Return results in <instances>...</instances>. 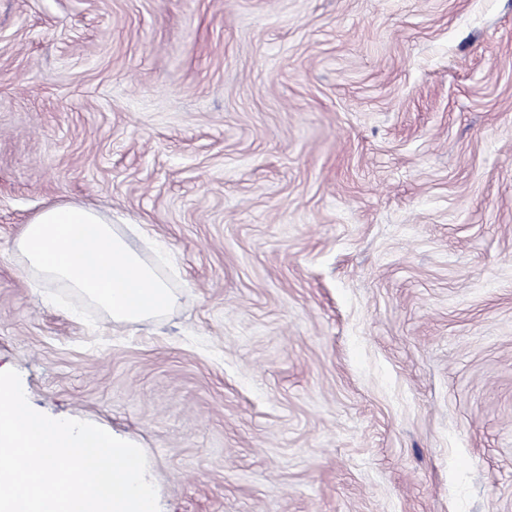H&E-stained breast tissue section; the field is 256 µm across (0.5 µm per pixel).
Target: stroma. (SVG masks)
<instances>
[{"instance_id": "stroma-1", "label": "stroma", "mask_w": 512, "mask_h": 512, "mask_svg": "<svg viewBox=\"0 0 512 512\" xmlns=\"http://www.w3.org/2000/svg\"><path fill=\"white\" fill-rule=\"evenodd\" d=\"M172 306L27 273L46 204ZM159 512H512V0H0V371ZM117 226L82 202L59 201L22 225L16 245L36 274L85 295L113 323L138 324L166 311L173 297Z\"/></svg>"}]
</instances>
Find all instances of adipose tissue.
<instances>
[{
	"mask_svg": "<svg viewBox=\"0 0 512 512\" xmlns=\"http://www.w3.org/2000/svg\"><path fill=\"white\" fill-rule=\"evenodd\" d=\"M16 245L33 272L85 295L113 322L142 323L172 304L166 280L126 234L82 202L46 206L22 226Z\"/></svg>",
	"mask_w": 512,
	"mask_h": 512,
	"instance_id": "obj_1",
	"label": "adipose tissue"
}]
</instances>
